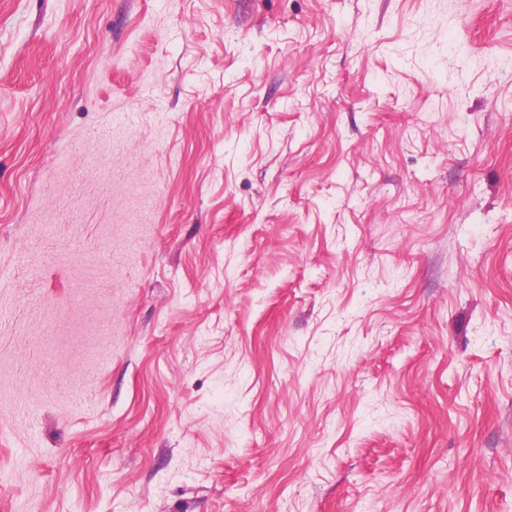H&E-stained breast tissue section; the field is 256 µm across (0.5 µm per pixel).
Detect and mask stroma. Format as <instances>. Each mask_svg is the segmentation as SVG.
I'll use <instances>...</instances> for the list:
<instances>
[{
  "label": "stroma",
  "mask_w": 512,
  "mask_h": 512,
  "mask_svg": "<svg viewBox=\"0 0 512 512\" xmlns=\"http://www.w3.org/2000/svg\"><path fill=\"white\" fill-rule=\"evenodd\" d=\"M0 512H512V0H0Z\"/></svg>",
  "instance_id": "1"
}]
</instances>
